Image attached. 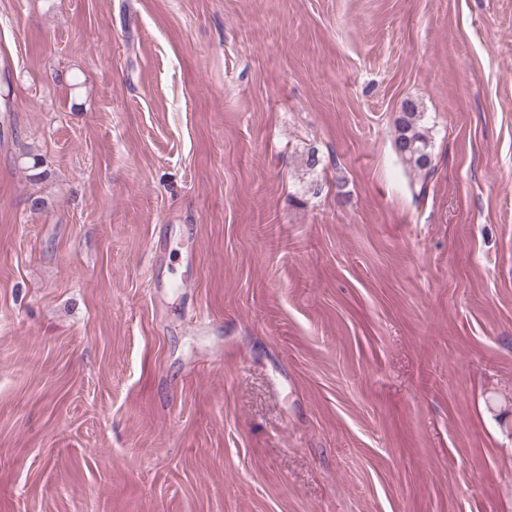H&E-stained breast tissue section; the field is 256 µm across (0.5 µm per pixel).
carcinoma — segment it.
<instances>
[{
	"label": "carcinoma",
	"mask_w": 512,
	"mask_h": 512,
	"mask_svg": "<svg viewBox=\"0 0 512 512\" xmlns=\"http://www.w3.org/2000/svg\"><path fill=\"white\" fill-rule=\"evenodd\" d=\"M424 119L425 113L415 101H405L395 122L393 147L410 169L428 174L434 166L431 137Z\"/></svg>",
	"instance_id": "1"
}]
</instances>
